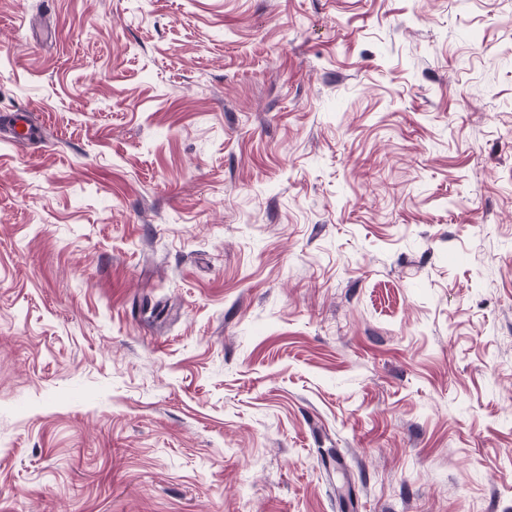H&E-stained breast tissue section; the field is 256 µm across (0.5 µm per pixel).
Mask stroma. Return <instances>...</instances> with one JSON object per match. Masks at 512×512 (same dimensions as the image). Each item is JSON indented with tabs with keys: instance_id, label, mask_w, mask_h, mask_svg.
I'll return each mask as SVG.
<instances>
[{
	"instance_id": "obj_1",
	"label": "stroma",
	"mask_w": 512,
	"mask_h": 512,
	"mask_svg": "<svg viewBox=\"0 0 512 512\" xmlns=\"http://www.w3.org/2000/svg\"><path fill=\"white\" fill-rule=\"evenodd\" d=\"M0 512H512V0H0Z\"/></svg>"
}]
</instances>
